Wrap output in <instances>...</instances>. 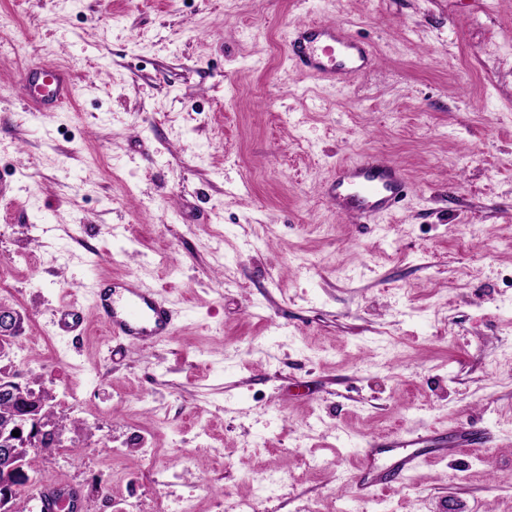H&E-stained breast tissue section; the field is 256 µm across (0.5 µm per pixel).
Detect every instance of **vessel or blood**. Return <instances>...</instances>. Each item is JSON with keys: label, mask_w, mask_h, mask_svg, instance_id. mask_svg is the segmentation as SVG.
I'll list each match as a JSON object with an SVG mask.
<instances>
[{"label": "vessel or blood", "mask_w": 512, "mask_h": 512, "mask_svg": "<svg viewBox=\"0 0 512 512\" xmlns=\"http://www.w3.org/2000/svg\"><path fill=\"white\" fill-rule=\"evenodd\" d=\"M287 56L303 74L323 78L344 88L365 69L369 52L345 28L336 24L311 21L294 28L287 42ZM19 82L40 111L51 112L69 102L76 85L71 72L61 66L25 69ZM406 180L391 161L368 154L351 164L336 169L329 199L341 212L365 220H376L401 201ZM92 307L97 321L110 339L122 344L149 345L176 330L175 313L154 290L143 287L135 278L91 287ZM84 315L80 308L69 305L59 310L57 324L67 333L80 331ZM483 442V434L473 427L460 426L449 435L434 433L430 437L415 436L400 443L380 439L367 440L359 455L361 466L354 478L353 507H360L379 489L392 486L404 473L423 460L420 445H448L455 450L474 448ZM42 512H63L70 506L71 495L59 489L44 491L40 497Z\"/></svg>", "instance_id": "obj_1"}]
</instances>
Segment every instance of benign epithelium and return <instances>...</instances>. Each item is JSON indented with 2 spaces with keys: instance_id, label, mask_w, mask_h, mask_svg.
Returning <instances> with one entry per match:
<instances>
[{
  "instance_id": "obj_1",
  "label": "benign epithelium",
  "mask_w": 512,
  "mask_h": 512,
  "mask_svg": "<svg viewBox=\"0 0 512 512\" xmlns=\"http://www.w3.org/2000/svg\"><path fill=\"white\" fill-rule=\"evenodd\" d=\"M18 314L8 308H0V355L5 344L17 331ZM0 397L23 405V410L0 426V462L6 472L12 474L15 484L30 483L33 480L25 467L24 456L39 450L42 439L56 432L52 421L40 415L37 394L13 376L0 377ZM19 432L15 437L12 432Z\"/></svg>"
}]
</instances>
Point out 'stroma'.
<instances>
[{"instance_id":"stroma-1","label":"stroma","mask_w":512,"mask_h":512,"mask_svg":"<svg viewBox=\"0 0 512 512\" xmlns=\"http://www.w3.org/2000/svg\"><path fill=\"white\" fill-rule=\"evenodd\" d=\"M308 20L370 50L347 88L288 61ZM367 154L408 182L372 224L327 196ZM129 276L183 317L115 354L88 285ZM0 306L81 512H225L260 476L269 512H339L364 439L463 424L482 447L364 512H512V0H0ZM19 82L41 112H53L75 95L76 85L71 72L61 66L24 69L19 73ZM83 322L82 310L74 305L63 307L58 311L57 324L65 333L81 331Z\"/></svg>"}]
</instances>
